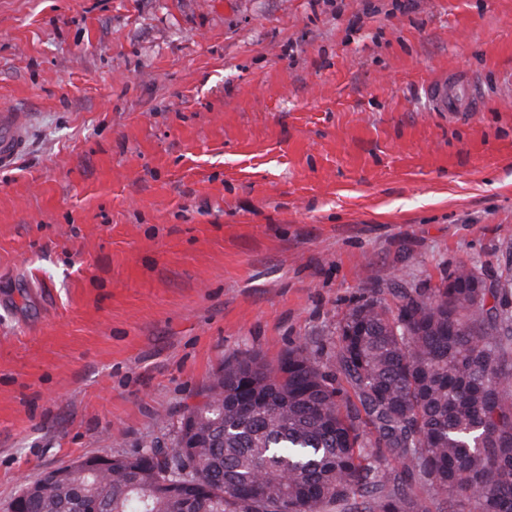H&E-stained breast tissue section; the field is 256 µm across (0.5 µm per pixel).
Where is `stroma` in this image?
Wrapping results in <instances>:
<instances>
[{"label":"stroma","instance_id":"obj_1","mask_svg":"<svg viewBox=\"0 0 512 512\" xmlns=\"http://www.w3.org/2000/svg\"><path fill=\"white\" fill-rule=\"evenodd\" d=\"M2 106L0 512L512 242V0H0ZM458 85V80L453 78V76H449L447 82L440 81L428 86L429 96L435 104L440 109L447 110L453 117H463L467 112H472L477 102L472 83L465 85L462 95L454 89ZM0 171L15 167L26 146V121L10 108L0 109Z\"/></svg>","mask_w":512,"mask_h":512}]
</instances>
